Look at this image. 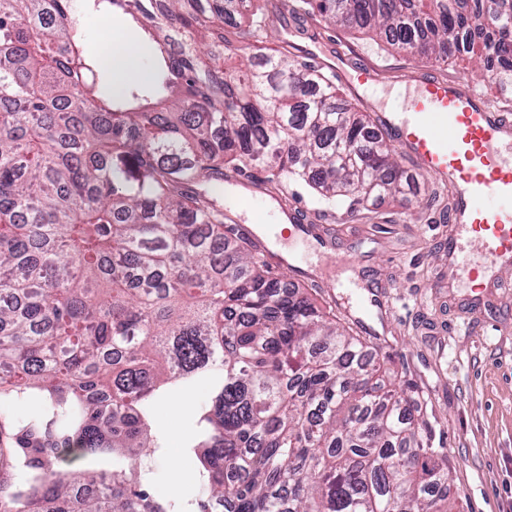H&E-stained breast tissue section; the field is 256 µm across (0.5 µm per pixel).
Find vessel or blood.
I'll return each instance as SVG.
<instances>
[{"label": "vessel or blood", "mask_w": 512, "mask_h": 512, "mask_svg": "<svg viewBox=\"0 0 512 512\" xmlns=\"http://www.w3.org/2000/svg\"><path fill=\"white\" fill-rule=\"evenodd\" d=\"M379 125L418 170L450 187V222L457 233L445 245L449 282L511 285L502 272L512 267V115L491 110L468 80L430 78L416 87L405 109L390 108ZM462 234L482 242L479 264L464 254ZM320 245L323 258L336 267L357 261L356 252L339 250L331 236ZM269 254L290 276L317 280L319 268L309 255L276 248Z\"/></svg>", "instance_id": "obj_1"}]
</instances>
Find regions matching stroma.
<instances>
[{
    "label": "stroma",
    "instance_id": "35a3bbf8",
    "mask_svg": "<svg viewBox=\"0 0 512 512\" xmlns=\"http://www.w3.org/2000/svg\"><path fill=\"white\" fill-rule=\"evenodd\" d=\"M262 8L270 21L258 37L247 34L245 22L225 25L224 39L236 49L233 65L247 66L259 52L287 51L303 62L316 55L325 73L373 69L375 82L337 85L344 100L372 114L403 105L421 77L466 78L476 82L492 109L512 112V94L480 81L473 55L435 65L397 53L370 32L327 25L300 9L297 0H264ZM79 27L86 53L98 55L110 34L137 47L140 70L148 72L151 46L124 14L85 12ZM398 164L403 175L413 178V191L374 207L326 203L300 180L282 181L277 200L266 211L256 210L250 196L239 195L230 184L224 187L223 204L236 225L271 223L272 213L288 205L305 209L310 221L327 229L339 247L372 242V251L357 266L326 267V277L358 279L367 272L379 283L393 312L379 336L366 342L398 384L424 399V418L434 446L448 458L451 494L462 512H512V290L488 288L477 294L464 280L449 286L442 243L452 231L450 191L418 172L408 159L399 158ZM208 395L203 386L183 390L189 404L179 410L165 398L155 403L161 449L150 461V492L171 498L196 493L189 464L181 463L182 479L177 482L170 460L189 441L192 413Z\"/></svg>",
    "mask_w": 512,
    "mask_h": 512
}]
</instances>
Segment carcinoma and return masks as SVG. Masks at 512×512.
<instances>
[{"instance_id":"cac0c4a2","label":"carcinoma","mask_w":512,"mask_h":512,"mask_svg":"<svg viewBox=\"0 0 512 512\" xmlns=\"http://www.w3.org/2000/svg\"><path fill=\"white\" fill-rule=\"evenodd\" d=\"M437 63L481 50L512 90V0H301ZM122 11L154 56L115 95L79 11ZM255 0H0V512H456L423 404L366 343L288 294L209 191L224 163L326 201L412 187L373 118L283 54L227 74ZM206 377L185 448L200 493L141 488L149 404ZM67 456L84 468L63 472Z\"/></svg>"}]
</instances>
